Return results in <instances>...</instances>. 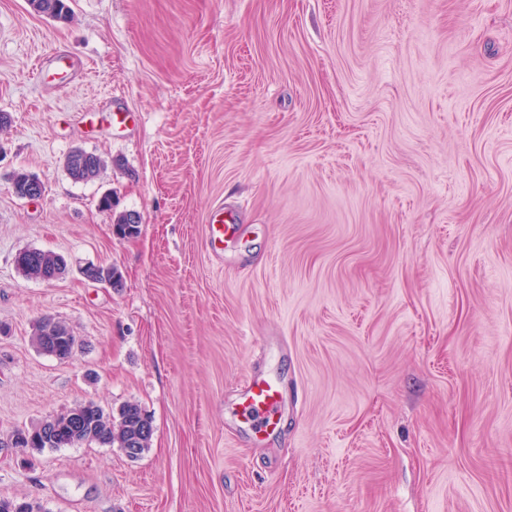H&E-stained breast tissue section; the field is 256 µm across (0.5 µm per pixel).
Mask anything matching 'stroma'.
<instances>
[{"label":"stroma","instance_id":"35a3bbf8","mask_svg":"<svg viewBox=\"0 0 512 512\" xmlns=\"http://www.w3.org/2000/svg\"><path fill=\"white\" fill-rule=\"evenodd\" d=\"M71 8L0 0V499L512 512V0ZM58 54L87 71L55 91L37 65ZM76 147L105 159L94 180L67 174ZM108 192L137 237L113 236ZM32 248L65 274L25 278ZM46 315L70 358L32 344ZM254 373L286 387L266 432L238 406ZM89 401L138 403L148 450L11 446ZM34 0H27V3L30 6L29 2ZM39 9L34 11L32 8V12L52 19L57 22H66L72 15L70 0H38Z\"/></svg>","mask_w":512,"mask_h":512}]
</instances>
